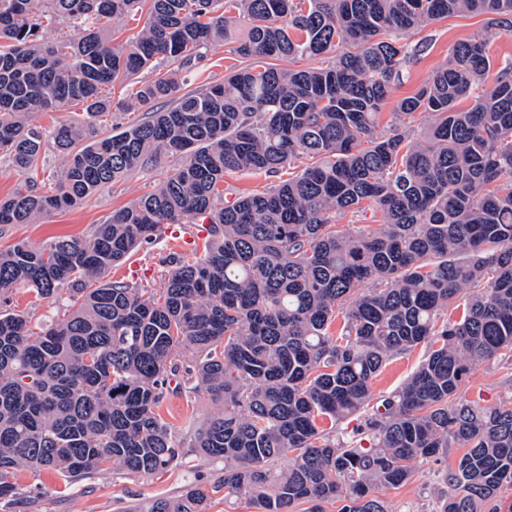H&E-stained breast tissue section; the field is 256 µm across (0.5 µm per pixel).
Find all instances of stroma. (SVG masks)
Segmentation results:
<instances>
[{
    "label": "stroma",
    "mask_w": 512,
    "mask_h": 512,
    "mask_svg": "<svg viewBox=\"0 0 512 512\" xmlns=\"http://www.w3.org/2000/svg\"><path fill=\"white\" fill-rule=\"evenodd\" d=\"M486 21V16L463 13L419 26L405 34L403 41L407 47L420 48L421 54L407 68L401 83L391 90L382 109L381 126L394 122L398 102L416 93L435 70L447 62L458 41L486 36L492 70H499L503 61L512 60V33L487 30ZM233 47V42L223 41L205 50L196 63V78L190 84L191 89L203 90L223 82L240 62ZM181 162V156L165 155L157 168L130 172L121 180L101 187L76 207L51 213L35 224L2 226L0 247L23 242L39 248L59 236L88 233L95 225L104 223L113 210L149 192L156 180L174 172ZM65 164V156L50 149L37 169L22 174L6 157L0 156V199L29 186L43 192L49 190ZM171 253L167 236H158L110 269L107 278L140 288L163 290ZM427 350V345L422 344L390 361L372 385L374 400H382L397 390L419 366ZM192 360V353L178 355V369L171 376L158 408L182 448L176 467L138 476L107 469L76 483L58 473L21 467L16 471L21 498L14 504L0 502V512H120L134 502L146 503L180 495L194 480L204 485L216 481L224 473L223 465L201 455L192 443L196 429L220 412L221 407L206 394L189 389L185 370ZM459 395L486 405L512 403V357L499 356L475 363ZM460 454V449L452 448L432 458L414 460V473L409 481L398 486L376 487L374 494L383 501L387 512H439L449 492L443 475Z\"/></svg>",
    "instance_id": "obj_1"
}]
</instances>
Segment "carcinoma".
Segmentation results:
<instances>
[{
    "mask_svg": "<svg viewBox=\"0 0 512 512\" xmlns=\"http://www.w3.org/2000/svg\"><path fill=\"white\" fill-rule=\"evenodd\" d=\"M143 11L144 27L115 41L111 20ZM460 12L512 29V0H0V152L20 173L49 146L66 157L53 193L0 200L1 225L74 207L163 153L183 157L90 233L0 252V500L17 496L20 466L78 482L108 463L127 475L177 465L157 408L184 350L192 388L224 406L193 443L224 478L134 512H207L221 491L258 512L330 501L387 512L373 487L407 482L412 460L442 448L466 449L445 475L442 512H478L512 484V406L457 399L472 362L512 351V61L489 83L487 41L457 42L397 106L436 116L422 138L400 123L379 129L411 58L401 34ZM53 19L77 32L44 41ZM222 40L253 62L182 91ZM340 44L331 67L272 64ZM144 69L153 78L125 106L148 120L100 133L105 87ZM165 99L174 105L154 109ZM73 101L87 120L28 127L29 114ZM301 158L288 180L224 203L226 173L276 174ZM365 207L383 215L375 230L336 224ZM195 216L209 219L202 251L170 257L163 291L105 279L162 225ZM65 284L63 317L39 332L9 308L17 288L56 302ZM422 343L426 360L356 429L370 445L336 436L386 363Z\"/></svg>",
    "mask_w": 512,
    "mask_h": 512,
    "instance_id": "carcinoma-1",
    "label": "carcinoma"
}]
</instances>
